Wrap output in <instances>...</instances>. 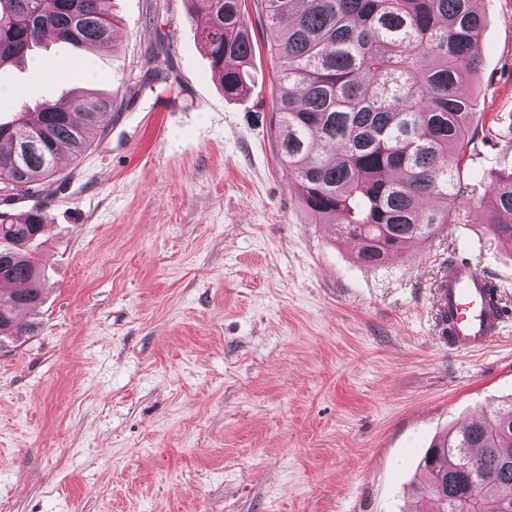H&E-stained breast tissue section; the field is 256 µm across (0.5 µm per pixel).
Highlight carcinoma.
Masks as SVG:
<instances>
[{
  "mask_svg": "<svg viewBox=\"0 0 512 512\" xmlns=\"http://www.w3.org/2000/svg\"><path fill=\"white\" fill-rule=\"evenodd\" d=\"M224 97L246 98L255 47L245 0H190ZM483 0H257L272 33L282 163L318 224L358 243V260L381 266L462 221L456 202L467 150L486 140L470 90L481 62ZM115 18L100 0H0V71L32 48L62 42L115 48ZM113 99L74 95L19 107L0 121V184L37 199L51 193L58 155L78 158L104 132ZM485 223L512 245V173L480 201ZM43 210L0 211V345L34 332L17 321L43 298L35 257ZM421 466L431 493L414 512H512V399L475 424L435 439Z\"/></svg>",
  "mask_w": 512,
  "mask_h": 512,
  "instance_id": "cac0c4a2",
  "label": "carcinoma"
}]
</instances>
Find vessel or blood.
Masks as SVG:
<instances>
[{"mask_svg":"<svg viewBox=\"0 0 512 512\" xmlns=\"http://www.w3.org/2000/svg\"><path fill=\"white\" fill-rule=\"evenodd\" d=\"M487 278L465 261H454L438 288L436 328L449 348L480 352L496 342L507 320L499 294L489 292Z\"/></svg>","mask_w":512,"mask_h":512,"instance_id":"1","label":"vessel or blood"}]
</instances>
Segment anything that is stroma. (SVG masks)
Returning <instances> with one entry per match:
<instances>
[{"instance_id":"35a3bbf8","label":"stroma","mask_w":512,"mask_h":512,"mask_svg":"<svg viewBox=\"0 0 512 512\" xmlns=\"http://www.w3.org/2000/svg\"><path fill=\"white\" fill-rule=\"evenodd\" d=\"M246 3L262 53L240 101L187 0H109L113 53L43 46L4 74L24 90L4 121L72 89L118 100L41 201L38 329L0 348V512H411L433 439L512 395V325L469 353L434 324L452 255L512 300V247L479 207L512 170V0L482 4L493 139L464 170L466 223L378 267L301 206Z\"/></svg>"}]
</instances>
